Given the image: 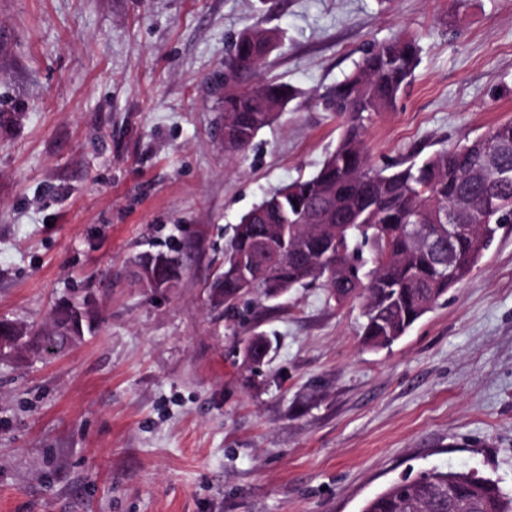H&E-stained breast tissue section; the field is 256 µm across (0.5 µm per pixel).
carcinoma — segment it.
Instances as JSON below:
<instances>
[{
	"mask_svg": "<svg viewBox=\"0 0 512 512\" xmlns=\"http://www.w3.org/2000/svg\"><path fill=\"white\" fill-rule=\"evenodd\" d=\"M278 47L275 31L254 26L231 44L236 67L224 73V150H246L257 133L294 99L289 88L260 77ZM415 39L397 36L370 47L353 72L320 96L343 119L333 152L311 178L289 183L256 205L252 224L238 222L224 247V273L216 302L236 317L251 296L276 299L323 281L336 303L362 302L361 342L389 349L448 291L468 278L501 228L512 224V119L479 137L437 151L418 163L385 169L364 153L365 120L392 110L419 64ZM460 230L448 239V211ZM288 225V259L271 257V229ZM431 229L428 244L412 237L414 225ZM250 264L243 289L237 263ZM75 311L54 320L46 341H68ZM17 325L0 320V347L19 345ZM361 512H512L490 479L433 468L391 483L366 500Z\"/></svg>",
	"mask_w": 512,
	"mask_h": 512,
	"instance_id": "1",
	"label": "carcinoma"
}]
</instances>
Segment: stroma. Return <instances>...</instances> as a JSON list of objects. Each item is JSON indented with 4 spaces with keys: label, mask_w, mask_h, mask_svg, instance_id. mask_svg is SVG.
I'll return each instance as SVG.
<instances>
[{
    "label": "stroma",
    "mask_w": 512,
    "mask_h": 512,
    "mask_svg": "<svg viewBox=\"0 0 512 512\" xmlns=\"http://www.w3.org/2000/svg\"><path fill=\"white\" fill-rule=\"evenodd\" d=\"M258 24L298 97L229 156L217 80ZM397 34L420 62L366 123L370 165L512 118V0H0V318L25 331L0 353V512H360L434 467L512 496V224L388 349L319 284L244 327L211 302L226 232L334 150L319 95ZM172 245L174 285L141 281ZM65 307L78 337L47 354Z\"/></svg>",
    "instance_id": "35a3bbf8"
}]
</instances>
